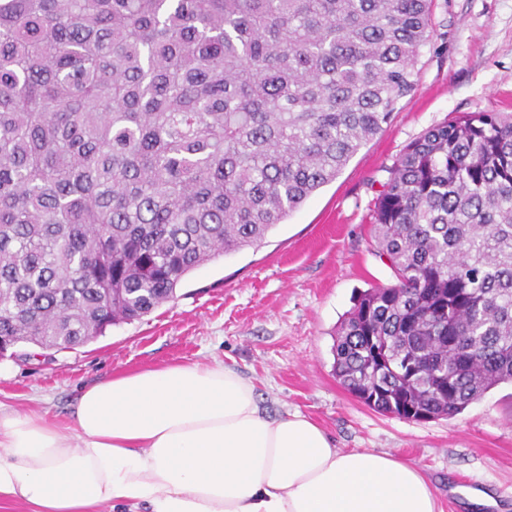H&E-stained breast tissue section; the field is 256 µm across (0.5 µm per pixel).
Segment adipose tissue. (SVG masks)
<instances>
[{
  "instance_id": "1",
  "label": "adipose tissue",
  "mask_w": 512,
  "mask_h": 512,
  "mask_svg": "<svg viewBox=\"0 0 512 512\" xmlns=\"http://www.w3.org/2000/svg\"><path fill=\"white\" fill-rule=\"evenodd\" d=\"M74 428L0 411V502L29 512H440L387 453L345 451L311 419L263 414L220 362L121 374L81 391Z\"/></svg>"
}]
</instances>
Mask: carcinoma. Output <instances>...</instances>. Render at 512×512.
Segmentation results:
<instances>
[{"instance_id":"obj_1","label":"carcinoma","mask_w":512,"mask_h":512,"mask_svg":"<svg viewBox=\"0 0 512 512\" xmlns=\"http://www.w3.org/2000/svg\"><path fill=\"white\" fill-rule=\"evenodd\" d=\"M432 0H0V349H74L257 247L389 124ZM372 237L396 282L336 330L369 408L512 383V115L406 146Z\"/></svg>"}]
</instances>
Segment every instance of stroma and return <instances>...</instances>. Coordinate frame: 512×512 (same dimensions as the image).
I'll return each instance as SVG.
<instances>
[{
    "label": "stroma",
    "instance_id": "1",
    "mask_svg": "<svg viewBox=\"0 0 512 512\" xmlns=\"http://www.w3.org/2000/svg\"><path fill=\"white\" fill-rule=\"evenodd\" d=\"M417 85L336 180L276 226L263 245L191 272L175 300L74 349L17 348L0 358V405L66 427L82 389L171 363L221 361L256 386L268 415L300 412L336 447L371 449L418 467L442 512H471V489L512 512V386L452 419L378 413L333 373L334 333L355 296L393 283L373 246L387 170L426 129L467 112L512 113V0H435Z\"/></svg>",
    "mask_w": 512,
    "mask_h": 512
}]
</instances>
